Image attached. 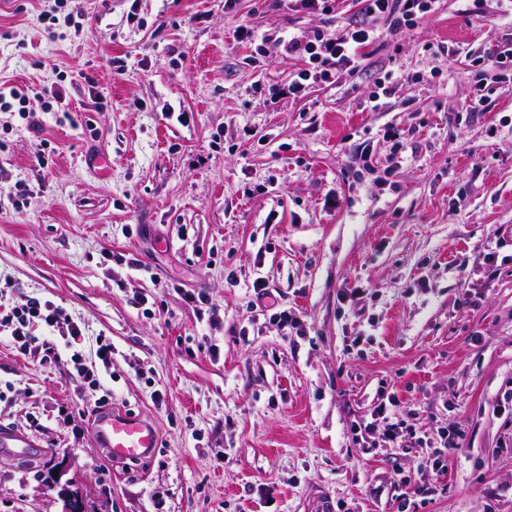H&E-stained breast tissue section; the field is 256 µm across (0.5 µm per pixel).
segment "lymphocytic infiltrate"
<instances>
[{
  "label": "lymphocytic infiltrate",
  "instance_id": "f902f5d3",
  "mask_svg": "<svg viewBox=\"0 0 512 512\" xmlns=\"http://www.w3.org/2000/svg\"><path fill=\"white\" fill-rule=\"evenodd\" d=\"M438 0H359L360 17L338 26L336 31H319L313 37L258 34L250 25L241 23L234 30L236 39L253 44L255 53L266 56L272 52H283L301 59L303 66L289 82L284 93L301 97L312 85L333 82L336 75L353 74L359 71L367 56L368 48L377 42L383 32L397 35L412 30L417 21L436 9ZM66 72H59L55 82L34 88L31 86L0 88V112L17 110L30 133L41 134L43 126L37 113L29 106L30 100L42 101L45 109L60 108V122H73V113L66 111ZM17 294V302H0V334L10 337L22 355L42 352L45 359L55 360L56 352L49 341L34 336L31 327L43 323L63 336H78L81 326L63 307L38 297L21 293L17 283H0V295ZM464 434L459 430L437 428L436 432H423L415 437L418 446H428L426 456L420 457L418 471L442 472L446 469L449 449L457 447Z\"/></svg>",
  "mask_w": 512,
  "mask_h": 512
}]
</instances>
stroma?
Instances as JSON below:
<instances>
[{
    "label": "stroma",
    "instance_id": "obj_1",
    "mask_svg": "<svg viewBox=\"0 0 512 512\" xmlns=\"http://www.w3.org/2000/svg\"><path fill=\"white\" fill-rule=\"evenodd\" d=\"M76 7L77 24L51 34L37 0L0 13V85L67 72L80 121L44 113L36 137L0 112V277L85 326L75 338L34 326L58 348L52 364L0 337L12 388L0 426L38 444L0 454V512H67L73 494L90 512H398L400 472L437 486L414 512H512V83L470 107L476 58L512 46V16L496 0L478 13L440 0L373 45L363 71L285 98L301 61L250 63L236 25L309 36L355 15V0L335 16L279 0L231 14L224 0ZM437 50L442 76L372 109L376 82L429 71ZM18 181L29 197L16 210ZM258 280L299 328L251 306ZM180 284L208 292L219 321L198 319ZM100 335L112 367L93 388L69 358L98 367ZM107 393L156 425L148 460L115 466L100 448ZM392 394L413 428L463 431L445 474L418 473L415 449L378 432L354 435Z\"/></svg>",
    "mask_w": 512,
    "mask_h": 512
}]
</instances>
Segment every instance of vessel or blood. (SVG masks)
Returning <instances> with one entry per match:
<instances>
[{"mask_svg": "<svg viewBox=\"0 0 512 512\" xmlns=\"http://www.w3.org/2000/svg\"><path fill=\"white\" fill-rule=\"evenodd\" d=\"M95 426L108 458L115 464L146 458L160 446L156 426L141 416L103 408L95 415ZM34 446L28 437L0 429V452L24 459L31 455Z\"/></svg>", "mask_w": 512, "mask_h": 512, "instance_id": "vessel-or-blood-1", "label": "vessel or blood"}]
</instances>
